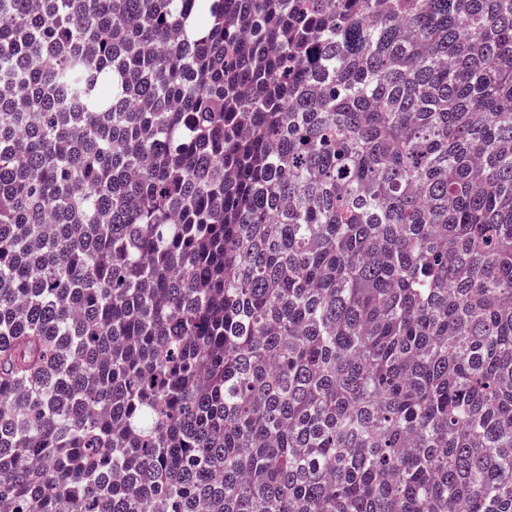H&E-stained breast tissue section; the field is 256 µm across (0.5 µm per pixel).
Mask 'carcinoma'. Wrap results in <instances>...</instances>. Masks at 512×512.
Here are the masks:
<instances>
[{
  "label": "carcinoma",
  "mask_w": 512,
  "mask_h": 512,
  "mask_svg": "<svg viewBox=\"0 0 512 512\" xmlns=\"http://www.w3.org/2000/svg\"><path fill=\"white\" fill-rule=\"evenodd\" d=\"M0 512H512V0H0Z\"/></svg>",
  "instance_id": "carcinoma-1"
}]
</instances>
